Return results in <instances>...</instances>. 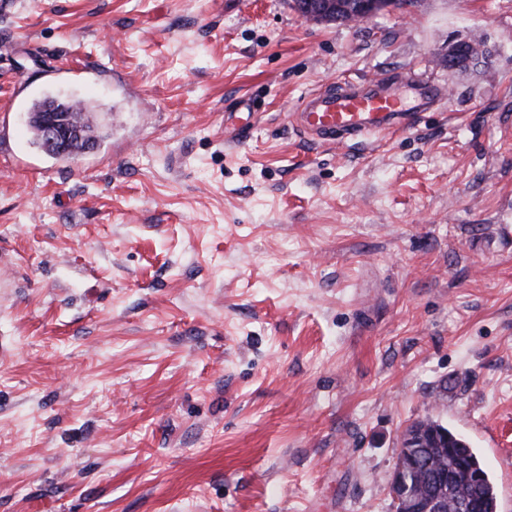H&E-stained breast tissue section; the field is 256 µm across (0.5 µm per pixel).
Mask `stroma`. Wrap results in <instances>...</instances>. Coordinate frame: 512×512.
I'll use <instances>...</instances> for the list:
<instances>
[{"instance_id":"1","label":"stroma","mask_w":512,"mask_h":512,"mask_svg":"<svg viewBox=\"0 0 512 512\" xmlns=\"http://www.w3.org/2000/svg\"><path fill=\"white\" fill-rule=\"evenodd\" d=\"M487 42V67L438 56ZM446 96L319 144L331 83ZM92 98L74 159L43 96ZM249 135L224 140L239 102ZM512 0H0V512H394L433 418L512 512ZM359 1V7L355 13L350 14L351 16L348 21V24L356 25L371 20L384 12L397 10L399 9L397 6V2H399L400 4H403L405 2H410L411 4H413V1L409 0H395V2H387V5L385 6L381 2V0Z\"/></svg>"}]
</instances>
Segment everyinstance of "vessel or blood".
Listing matches in <instances>:
<instances>
[{"instance_id": "1", "label": "vessel or blood", "mask_w": 512, "mask_h": 512, "mask_svg": "<svg viewBox=\"0 0 512 512\" xmlns=\"http://www.w3.org/2000/svg\"><path fill=\"white\" fill-rule=\"evenodd\" d=\"M406 119L403 92L365 91L348 83L308 96L295 114V125L304 135L333 144L394 128Z\"/></svg>"}]
</instances>
